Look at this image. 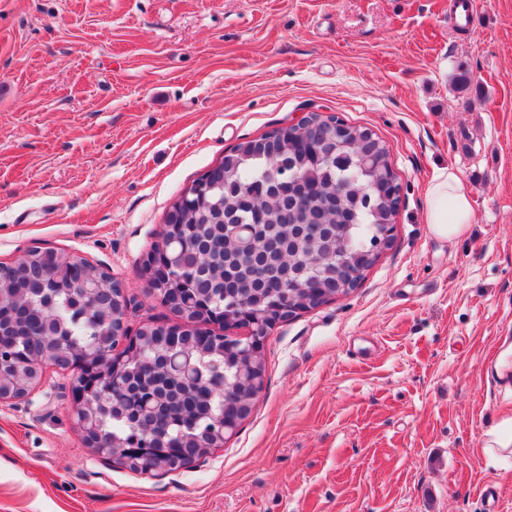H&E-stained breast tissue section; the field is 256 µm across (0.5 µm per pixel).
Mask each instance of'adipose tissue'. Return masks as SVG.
<instances>
[{
	"mask_svg": "<svg viewBox=\"0 0 512 512\" xmlns=\"http://www.w3.org/2000/svg\"><path fill=\"white\" fill-rule=\"evenodd\" d=\"M425 220L431 233L452 240L465 234L474 220L470 190L458 171L438 170L426 189Z\"/></svg>",
	"mask_w": 512,
	"mask_h": 512,
	"instance_id": "ef3b65f1",
	"label": "adipose tissue"
}]
</instances>
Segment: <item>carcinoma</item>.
<instances>
[{"label": "carcinoma", "mask_w": 512, "mask_h": 512, "mask_svg": "<svg viewBox=\"0 0 512 512\" xmlns=\"http://www.w3.org/2000/svg\"><path fill=\"white\" fill-rule=\"evenodd\" d=\"M336 120L314 114L305 127L275 128L235 145L204 196L172 205L182 224L180 275L167 287L181 301L169 310L191 324L181 336L142 325L138 347L121 353L117 370L111 336L119 305L112 289L97 286L96 268L52 250L22 260L15 276L0 279V308L9 313L0 342L15 353L0 370L3 383L29 388V357L45 349L64 368L94 366L85 423L119 465L144 442L177 447L189 462L223 447L220 424L251 415L266 365L238 340L197 335L207 321L201 309L222 310L226 331L247 316L262 334L272 329L265 315L275 302L307 311L321 286L335 292L338 267L366 275L379 260V233L395 223L389 192L372 189L389 170L388 148L360 126L338 135ZM127 469L166 473L173 462L157 453Z\"/></svg>", "instance_id": "obj_1"}]
</instances>
